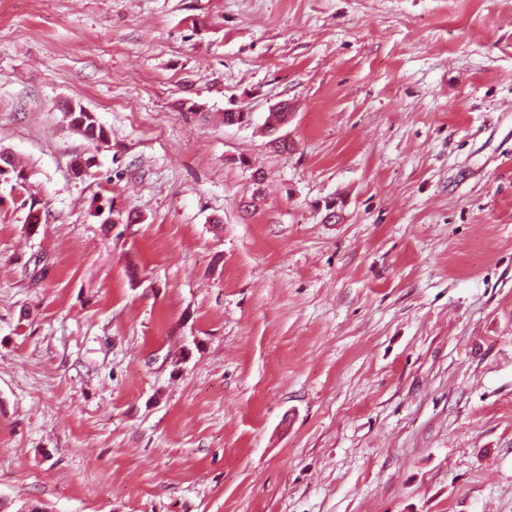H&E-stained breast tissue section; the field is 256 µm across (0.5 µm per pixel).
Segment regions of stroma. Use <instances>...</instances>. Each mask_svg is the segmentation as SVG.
Masks as SVG:
<instances>
[{"label":"stroma","instance_id":"stroma-1","mask_svg":"<svg viewBox=\"0 0 512 512\" xmlns=\"http://www.w3.org/2000/svg\"><path fill=\"white\" fill-rule=\"evenodd\" d=\"M1 148L0 512H512V0H0Z\"/></svg>","mask_w":512,"mask_h":512}]
</instances>
